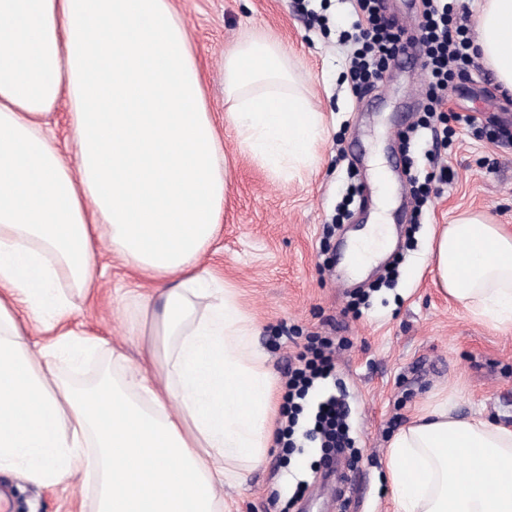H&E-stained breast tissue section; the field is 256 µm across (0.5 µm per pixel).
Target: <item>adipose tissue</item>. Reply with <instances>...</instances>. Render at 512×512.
<instances>
[{
  "label": "adipose tissue",
  "instance_id": "obj_1",
  "mask_svg": "<svg viewBox=\"0 0 512 512\" xmlns=\"http://www.w3.org/2000/svg\"><path fill=\"white\" fill-rule=\"evenodd\" d=\"M479 57L512 89V0L475 17ZM70 103L67 160L43 122ZM224 120L243 155L313 165L323 115L279 44L224 55ZM229 169L172 0H0V467L36 480L99 474L97 512H223L220 487L263 460L273 375L238 295L200 259L221 229ZM158 287L135 293L155 340L143 368L93 388L55 383L59 353L96 339L61 323L97 283L102 245ZM435 284L512 331V231L471 214L429 246ZM44 335L39 354L26 338ZM161 370L156 391L150 368ZM397 512H512V425L446 397L396 433L385 459Z\"/></svg>",
  "mask_w": 512,
  "mask_h": 512
}]
</instances>
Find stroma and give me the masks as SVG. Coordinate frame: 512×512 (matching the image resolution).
<instances>
[{"mask_svg": "<svg viewBox=\"0 0 512 512\" xmlns=\"http://www.w3.org/2000/svg\"><path fill=\"white\" fill-rule=\"evenodd\" d=\"M201 72L209 112L221 124L224 152L235 164L224 193L223 230L201 263L235 288L257 326L252 348L275 376L273 429L282 410L290 357L315 339H332L335 371L310 389L299 415L310 426L320 397L344 392L354 449L346 503L337 506L328 449L308 442L285 448L272 438L263 464L224 486L226 512H396L384 461L392 436L447 394L462 415L512 424V332L475 320L433 283L427 263L431 235L465 213L512 228V104L488 66L456 77L450 105L477 116L475 125L448 124L447 143L407 138L424 116L427 77L420 65L389 62L375 86L355 87L351 60L357 17L351 0H174ZM273 36L288 56L298 86L322 112L324 129L314 166L285 177L240 155L224 121V52L244 31ZM432 153L445 180L418 205L410 161ZM393 187L388 217L393 244L361 278L337 283L327 257L347 252L353 230L375 210V159ZM98 283L73 293L74 329L100 339L79 365L62 361L59 379L93 384L112 365V350L137 359L132 328L138 310L126 291H149L110 248L99 256ZM16 493L18 512H96L93 473L51 482L20 468L0 470Z\"/></svg>", "mask_w": 512, "mask_h": 512, "instance_id": "stroma-1", "label": "stroma"}]
</instances>
